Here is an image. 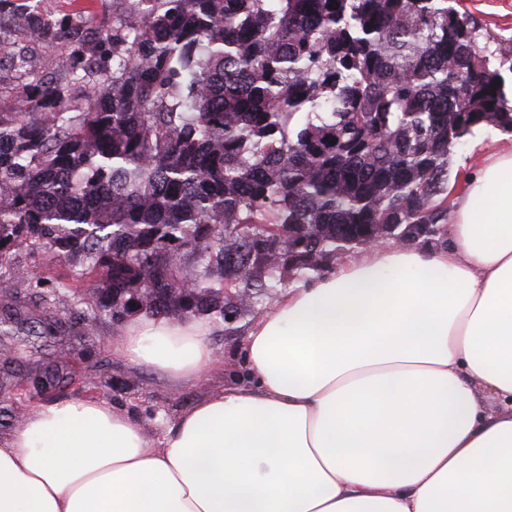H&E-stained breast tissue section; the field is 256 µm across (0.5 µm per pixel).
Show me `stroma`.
<instances>
[{
  "label": "stroma",
  "mask_w": 512,
  "mask_h": 512,
  "mask_svg": "<svg viewBox=\"0 0 512 512\" xmlns=\"http://www.w3.org/2000/svg\"><path fill=\"white\" fill-rule=\"evenodd\" d=\"M32 9L53 21L83 31L88 40L111 33L112 24L125 8V0H27ZM476 27L479 47L491 53V65L504 79L512 78V60L497 55V48H512V0H461ZM0 49L7 50L9 62H0V112L15 111L25 83L14 62L19 56H37L44 79L66 85L67 74L60 66L64 46L56 40L35 47L28 43L9 19L0 20ZM497 127L484 128L483 141L467 137L453 148L448 177L449 194L458 193L466 173L480 163L491 147ZM16 296V319L57 323L53 335L44 337L39 348H32L26 336L0 335V443H6L19 425L27 407L42 403L97 398L131 413L148 437L160 436L167 423L193 406L207 393L239 382L242 361L236 350L251 323L262 310L270 309L273 298H265L261 308L244 312L233 323L210 316L211 341L223 354L224 370L211 373L196 387L172 388L158 373L147 368L134 369L115 356L112 339L117 331L111 320L95 314L98 303L95 279L89 278L69 290L35 288L28 281L13 279L0 289V301ZM56 372L59 383L45 392L33 389V377Z\"/></svg>",
  "instance_id": "1"
}]
</instances>
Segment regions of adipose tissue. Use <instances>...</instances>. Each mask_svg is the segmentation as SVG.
I'll list each match as a JSON object with an SVG mask.
<instances>
[{
	"mask_svg": "<svg viewBox=\"0 0 512 512\" xmlns=\"http://www.w3.org/2000/svg\"><path fill=\"white\" fill-rule=\"evenodd\" d=\"M446 229L297 280L250 326L245 381L157 438L97 399L31 407L0 512H512V136ZM211 332L135 319L112 351L194 387L224 366Z\"/></svg>",
	"mask_w": 512,
	"mask_h": 512,
	"instance_id": "adipose-tissue-1",
	"label": "adipose tissue"
}]
</instances>
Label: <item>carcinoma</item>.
Returning a JSON list of instances; mask_svg holds the SVG:
<instances>
[{"mask_svg":"<svg viewBox=\"0 0 512 512\" xmlns=\"http://www.w3.org/2000/svg\"><path fill=\"white\" fill-rule=\"evenodd\" d=\"M128 3L88 63L83 34L0 0L66 42L72 85L21 61L26 92L0 113V257L33 240L74 282L103 271L115 326L146 280L147 313L228 323L383 224L431 246L452 148L512 131L456 0Z\"/></svg>","mask_w":512,"mask_h":512,"instance_id":"1","label":"carcinoma"}]
</instances>
